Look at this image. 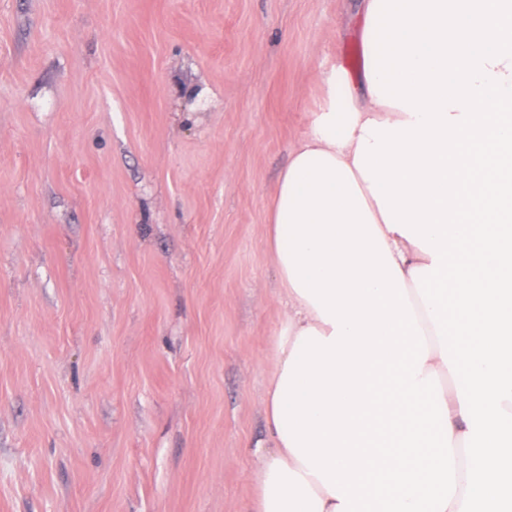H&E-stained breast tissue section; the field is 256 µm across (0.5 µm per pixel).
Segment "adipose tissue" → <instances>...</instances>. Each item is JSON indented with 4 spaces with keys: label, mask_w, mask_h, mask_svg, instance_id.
Wrapping results in <instances>:
<instances>
[{
    "label": "adipose tissue",
    "mask_w": 512,
    "mask_h": 512,
    "mask_svg": "<svg viewBox=\"0 0 512 512\" xmlns=\"http://www.w3.org/2000/svg\"><path fill=\"white\" fill-rule=\"evenodd\" d=\"M266 218L288 298L251 512L512 504V0H361Z\"/></svg>",
    "instance_id": "ef3b65f1"
}]
</instances>
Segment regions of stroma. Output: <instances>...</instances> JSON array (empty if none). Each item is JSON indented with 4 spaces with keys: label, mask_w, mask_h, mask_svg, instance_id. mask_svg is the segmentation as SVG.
<instances>
[{
    "label": "stroma",
    "mask_w": 512,
    "mask_h": 512,
    "mask_svg": "<svg viewBox=\"0 0 512 512\" xmlns=\"http://www.w3.org/2000/svg\"><path fill=\"white\" fill-rule=\"evenodd\" d=\"M359 0H0V512H249L265 219Z\"/></svg>",
    "instance_id": "stroma-1"
}]
</instances>
